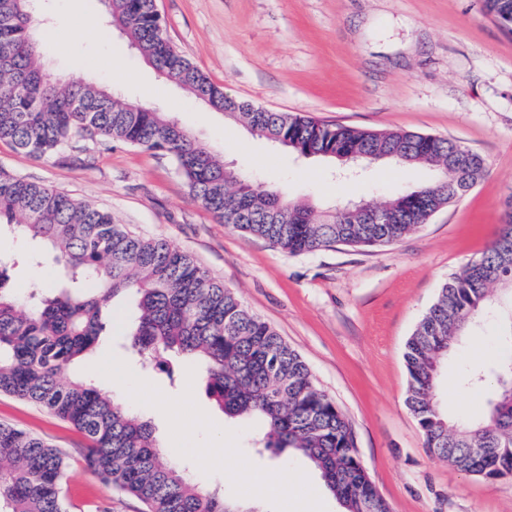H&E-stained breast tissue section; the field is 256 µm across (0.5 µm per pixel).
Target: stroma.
Listing matches in <instances>:
<instances>
[{
  "label": "stroma",
  "instance_id": "1",
  "mask_svg": "<svg viewBox=\"0 0 512 512\" xmlns=\"http://www.w3.org/2000/svg\"><path fill=\"white\" fill-rule=\"evenodd\" d=\"M170 41L216 84L257 107L366 130L448 138L479 153L487 172L465 195L395 243L335 245L289 254L226 226L188 193L170 156L123 142L84 141L51 157L0 141V170L111 211L132 234L161 238L191 255L269 323L308 364L318 387L349 421L357 455L391 512H512V478L495 481L430 454L406 405L405 344L440 289L498 236L512 195V34L482 0H157ZM102 0H49L35 16L45 68L56 78L91 75L130 101L174 113L195 139L244 177L321 210L346 199L382 203L430 181L429 170L383 164L336 180L323 159H298L208 111L160 74L126 36L106 25ZM133 300L117 309L111 344L77 371L115 401L151 420L163 447L224 446V465L190 463L191 475L242 500L232 459L309 476L296 496L257 500L259 512H297L315 499L342 512L303 457L257 452L265 425L224 416L205 393L196 363L173 374L142 371L125 336ZM495 323L464 339L443 369L437 400L449 416L477 419L489 389L466 370L498 356ZM203 416L207 432L169 436L167 408ZM0 423L61 449L67 512H143L136 498L83 462L88 440L42 407L0 393Z\"/></svg>",
  "mask_w": 512,
  "mask_h": 512
}]
</instances>
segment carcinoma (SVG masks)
I'll return each mask as SVG.
<instances>
[{
    "label": "carcinoma",
    "mask_w": 512,
    "mask_h": 512,
    "mask_svg": "<svg viewBox=\"0 0 512 512\" xmlns=\"http://www.w3.org/2000/svg\"><path fill=\"white\" fill-rule=\"evenodd\" d=\"M487 14L512 33V0H484ZM29 0H0V141L51 156L84 140H118L169 155L195 201L224 224L290 254L335 244L372 247L402 239L460 193L462 158L475 178L483 158L446 138L370 131L309 116L254 108L224 92L166 36L156 0H107L106 22L120 26L158 71L172 74L196 100L241 123L254 136L297 156L340 165L422 164L434 178L382 207L385 224H360L334 208L316 211L247 179L195 140L168 112L135 104L84 78L58 80L44 69ZM31 242L0 253V392L38 404L77 427L89 441L87 467L146 512H240V506L191 478L161 450L150 421L122 407L85 378L69 376L112 325L124 296L138 299L128 341L142 365L168 367L171 353L195 359L209 398L230 418L265 422L260 448L308 458L343 512H390L353 450L351 426L316 385L301 358L235 293L165 239L129 233L107 210L47 186L0 172V236ZM502 229L440 290L406 343L407 405L427 448L459 470L497 480L512 476V266L501 259ZM51 249L68 276L40 287L25 310L10 292L11 272L42 261ZM503 352L471 374L490 386L488 412L455 421L438 406L439 370L457 342L488 311ZM469 315L466 326L457 316ZM482 448L480 455L473 449ZM67 463L43 439L0 424V512H65L60 494Z\"/></svg>",
    "instance_id": "1"
}]
</instances>
